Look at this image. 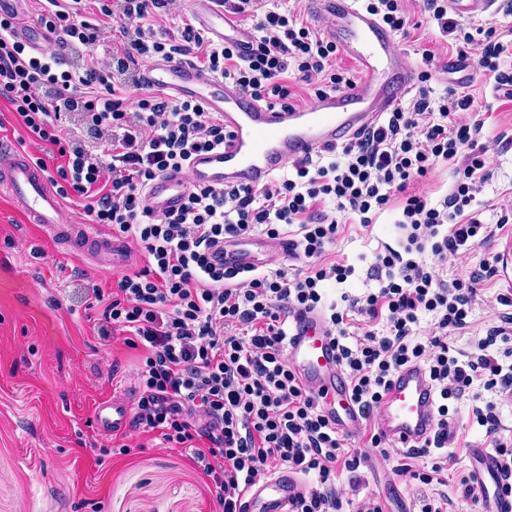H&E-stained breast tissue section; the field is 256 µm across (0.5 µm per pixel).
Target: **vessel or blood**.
Instances as JSON below:
<instances>
[{"label": "vessel or blood", "mask_w": 512, "mask_h": 512, "mask_svg": "<svg viewBox=\"0 0 512 512\" xmlns=\"http://www.w3.org/2000/svg\"><path fill=\"white\" fill-rule=\"evenodd\" d=\"M218 2L194 0L198 27L216 42L235 43L241 55H248L254 42L251 30L237 13L224 10ZM310 4L314 20L334 18L327 35L360 72L350 87L316 95L310 104L284 107L250 97L224 77L187 60L158 59L141 70L145 87L170 92L174 98L197 102L205 111L217 113L230 135L222 148L194 155L189 174L167 172L151 181L145 205L152 214L178 211L192 184L263 187L288 162L336 146L393 110L412 74L395 34L361 8L358 0H310ZM15 35L36 52L60 42L58 36L27 22L18 26ZM0 185L9 190L20 212L77 255L108 269L123 266L122 242L86 224H60L62 200L23 150L0 148ZM293 250L291 238L254 235L225 239L214 249L212 259L228 269H260L272 256ZM288 363L312 390L324 394L329 415L343 429L351 432L361 425L363 412L351 396L333 332L321 312L314 310L296 319L288 338ZM378 412L377 429L385 441L417 448L430 440L437 427L438 400L427 369L417 362L399 368L383 391ZM93 420L101 433L123 432L132 420L127 394L115 393L97 402ZM469 463L483 512H512V495L505 491L512 475L502 469L497 456L477 444L469 450ZM301 489L299 476L282 470L247 491L243 512H289L290 501Z\"/></svg>", "instance_id": "b4317fda"}]
</instances>
